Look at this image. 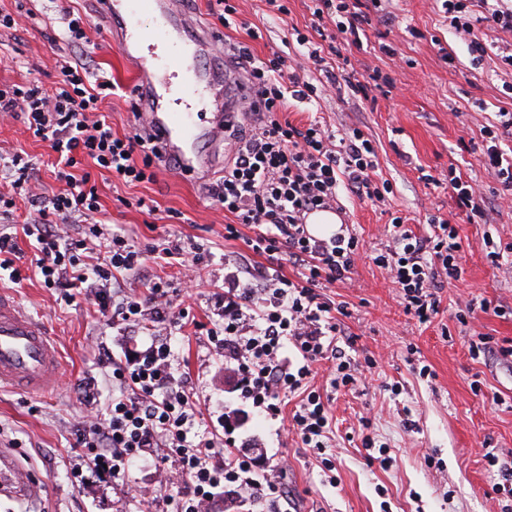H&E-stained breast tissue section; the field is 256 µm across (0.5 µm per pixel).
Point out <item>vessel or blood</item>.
I'll list each match as a JSON object with an SVG mask.
<instances>
[{
  "label": "vessel or blood",
  "mask_w": 512,
  "mask_h": 512,
  "mask_svg": "<svg viewBox=\"0 0 512 512\" xmlns=\"http://www.w3.org/2000/svg\"><path fill=\"white\" fill-rule=\"evenodd\" d=\"M107 38L131 68L144 130L172 177L204 182L219 157L224 125L254 92L214 64L213 32L200 28L182 0H94ZM153 18L145 29L144 18ZM62 375L60 351L42 322L0 291V386L42 394ZM0 484L28 492L25 473L0 450Z\"/></svg>",
  "instance_id": "obj_1"
}]
</instances>
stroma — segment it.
I'll return each instance as SVG.
<instances>
[{
    "label": "stroma",
    "mask_w": 512,
    "mask_h": 512,
    "mask_svg": "<svg viewBox=\"0 0 512 512\" xmlns=\"http://www.w3.org/2000/svg\"><path fill=\"white\" fill-rule=\"evenodd\" d=\"M213 2L185 0L184 6L199 26L215 31L223 42L248 44L261 58L277 51L294 66L304 61L298 36L326 48L336 34L330 22L323 31L312 29L313 0H286L284 15L269 12L264 0H231L240 22L236 28L218 21L210 10ZM31 7L34 18L20 20L13 29L0 28V85L36 80L52 90L57 59L88 53L91 72L111 77L114 85L104 100L113 132L130 131L133 75L105 33L90 23L82 48L56 38L63 10L90 15L89 0H33ZM476 34L485 52L470 50L440 0H383L380 9L370 10L360 45L327 57L360 80L380 72L386 79L381 90L368 99L345 88L330 93L325 73L310 68L304 79L317 86L318 96L287 100L285 116L292 124L317 119L333 130L358 127L377 152L375 180L388 181L392 189L382 203L340 194L341 223L363 250L349 279L320 290L325 301L347 307L337 318L355 339L347 355L373 362L355 387L339 391L330 386L329 362L313 367V384L332 415L326 453L335 463L334 476H327L298 436L240 404L232 374L202 329L213 319V288L224 283V256L246 253L244 240L252 229H244L240 239L225 240L228 219L204 188L162 172L148 184L97 182L104 233L123 231L142 251L167 239L207 249L198 269L206 286L192 305V322L173 330L170 340L176 376L193 389L206 426L226 413L239 421L236 442L264 451L262 468L288 458L291 466L281 481L289 497L280 505L282 512H501V499L492 491L495 476L483 454L495 448L500 456L512 455V371L473 358L470 344L486 334L512 346V209L500 206L502 185L483 162L485 127L498 124L500 113H512V67L501 61L512 33L483 22ZM384 44L395 49V56L381 52ZM17 152L34 157L42 184L58 190L44 144L22 122L0 119V155ZM452 175L482 187L481 215L456 209L448 184ZM140 198L155 200L156 214L141 212ZM395 215L423 236L432 219L450 221L462 244L461 275L443 280L439 311L426 323L406 312L400 288L372 260ZM488 235L506 249L500 265L486 256ZM13 294L24 311L53 330L64 371L49 395L0 390V448L36 488L31 496L0 488V512H135L142 500L154 502L157 512H171L177 489L165 485L154 466L134 463L125 481L117 483L78 486L69 474L77 429L91 408L81 383L93 378L104 394L112 392L93 357L96 343L125 336L144 346L148 335L122 333L83 299L66 303L35 276ZM472 297L502 306L503 315L477 310L459 323L460 303ZM496 395L501 404L493 403ZM365 417L370 427H362ZM366 436L373 438V449L363 448Z\"/></svg>",
    "instance_id": "35a3bbf8"
}]
</instances>
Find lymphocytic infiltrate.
Instances as JSON below:
<instances>
[{"label": "lymphocytic infiltrate", "instance_id": "lymphocytic-infiltrate-1", "mask_svg": "<svg viewBox=\"0 0 512 512\" xmlns=\"http://www.w3.org/2000/svg\"><path fill=\"white\" fill-rule=\"evenodd\" d=\"M362 0H316L313 15L330 19L346 45L358 44L359 30L368 16ZM457 33L469 37L474 52L484 45L473 39L474 8H482L483 21L512 31V0H443ZM234 64L242 70L257 99L245 103L255 115L257 127L240 128L237 122L224 127V150L231 162L223 176L207 186L206 193L233 223L224 236L236 239L241 227L255 228L247 245L263 256L260 265L231 261L224 277V291L217 295V322L208 328L224 362L235 375V390L247 406L278 419L281 403L291 394L300 395L291 425L303 445L324 454L332 420L319 391L309 379L315 362L335 360L333 389L349 388L357 379L352 361L335 340L340 326L330 304L321 300L318 285L347 279L359 255L357 237L338 233L319 238L309 233L306 217L315 211L334 209L340 189L359 198L384 201L389 183H376L375 151L360 129L339 133L314 120L305 126L282 119L289 85H296L297 98L315 92L296 75H285L280 55L261 59L251 48H235ZM86 62L68 58L60 66L53 92L41 87L0 86V116L22 121L38 141L55 156L54 174L63 182L59 192L44 189L39 168L32 157L16 153L0 157V172L10 184L0 192V218L12 217L18 202H26L29 216L23 226L37 252L34 266L45 287L72 300L81 290L113 324L133 331H153L142 350L114 353L97 344L94 355L100 366L112 371V395L103 409L87 415L78 435L81 452L70 473L76 484L90 478L113 482L125 478L139 457L157 456L173 461V471L163 472L165 482L187 485L174 502V512H213L223 499L240 502L265 501L277 508L281 496L276 470L256 474L258 459L241 449L232 458L216 462L220 448L214 433L198 431L194 419V394L178 382L172 349L162 333L178 326L188 309L172 314L173 293L161 278L149 281L148 299L119 296L121 277L141 271L143 252L130 245L121 232H113L101 244L96 263L85 262V242L71 237L69 225L89 223L102 210L94 175H108L125 183H151L156 179L157 147L139 131L117 135L112 121L101 110L103 96L87 86ZM512 132V118L485 128L486 165L493 169L505 190H512V161H506L501 140ZM389 239L374 257L387 269L400 288L405 309L419 321L436 312L438 274L457 277L461 245L457 230L447 221L435 224L423 237L393 217ZM297 267L296 276L284 273L283 262Z\"/></svg>", "mask_w": 512, "mask_h": 512}]
</instances>
